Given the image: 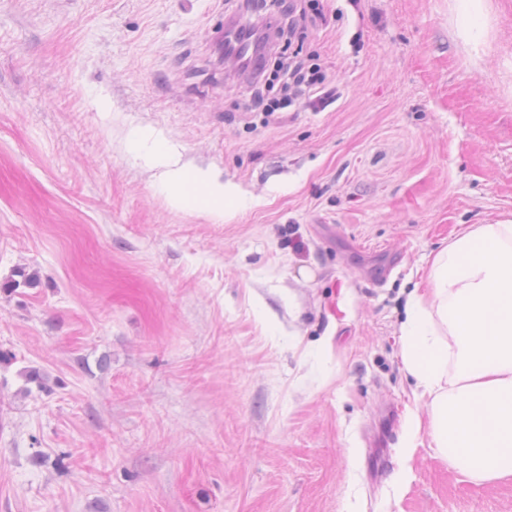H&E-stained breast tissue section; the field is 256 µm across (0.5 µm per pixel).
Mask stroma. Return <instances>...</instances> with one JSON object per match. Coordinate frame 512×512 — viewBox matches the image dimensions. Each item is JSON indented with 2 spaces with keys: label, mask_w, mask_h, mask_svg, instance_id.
Returning <instances> with one entry per match:
<instances>
[{
  "label": "stroma",
  "mask_w": 512,
  "mask_h": 512,
  "mask_svg": "<svg viewBox=\"0 0 512 512\" xmlns=\"http://www.w3.org/2000/svg\"><path fill=\"white\" fill-rule=\"evenodd\" d=\"M480 2L324 0L330 95L267 117L213 31L272 0H0V512H512L409 437L400 331L512 221V0ZM161 148L231 216L173 206Z\"/></svg>",
  "instance_id": "1"
}]
</instances>
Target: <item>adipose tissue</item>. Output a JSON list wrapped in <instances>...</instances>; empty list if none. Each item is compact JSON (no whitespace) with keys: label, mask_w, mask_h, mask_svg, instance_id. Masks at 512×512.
Returning <instances> with one entry per match:
<instances>
[{"label":"adipose tissue","mask_w":512,"mask_h":512,"mask_svg":"<svg viewBox=\"0 0 512 512\" xmlns=\"http://www.w3.org/2000/svg\"><path fill=\"white\" fill-rule=\"evenodd\" d=\"M174 203L223 216L230 186L167 159ZM425 293H410L402 359L430 400L438 452L477 481L512 477V223L474 224L434 256Z\"/></svg>","instance_id":"adipose-tissue-1"}]
</instances>
